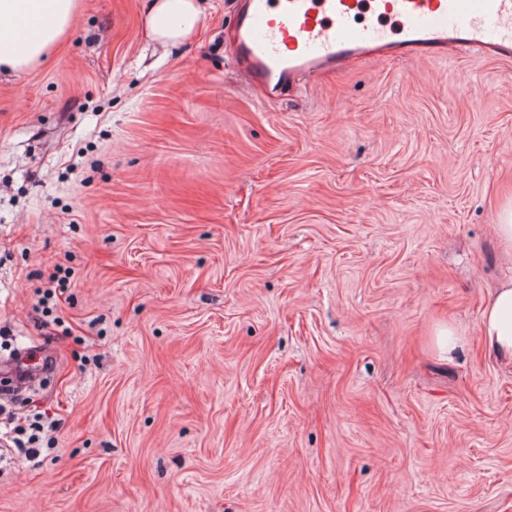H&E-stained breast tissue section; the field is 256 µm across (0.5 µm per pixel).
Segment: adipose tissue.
Returning <instances> with one entry per match:
<instances>
[{
	"instance_id": "1",
	"label": "adipose tissue",
	"mask_w": 512,
	"mask_h": 512,
	"mask_svg": "<svg viewBox=\"0 0 512 512\" xmlns=\"http://www.w3.org/2000/svg\"><path fill=\"white\" fill-rule=\"evenodd\" d=\"M78 0H0V68L22 72L64 40ZM201 16L198 0H147L145 22L157 40L189 38ZM478 336L489 354L512 367V280L487 300Z\"/></svg>"
}]
</instances>
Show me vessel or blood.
<instances>
[{
  "mask_svg": "<svg viewBox=\"0 0 512 512\" xmlns=\"http://www.w3.org/2000/svg\"><path fill=\"white\" fill-rule=\"evenodd\" d=\"M227 47L241 83L279 94L368 60L512 58V0H237Z\"/></svg>",
  "mask_w": 512,
  "mask_h": 512,
  "instance_id": "vessel-or-blood-1",
  "label": "vessel or blood"
}]
</instances>
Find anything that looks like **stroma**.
Listing matches in <instances>:
<instances>
[{
	"label": "stroma",
	"mask_w": 512,
	"mask_h": 512,
	"mask_svg": "<svg viewBox=\"0 0 512 512\" xmlns=\"http://www.w3.org/2000/svg\"><path fill=\"white\" fill-rule=\"evenodd\" d=\"M236 0L150 38L80 0L0 73V512H512V368L477 336L512 278V59L367 62L276 98ZM459 336L452 360L437 326ZM496 232L506 250L512 251V199L499 210ZM56 429L55 424L49 423L45 425L41 421H34L29 424L28 430L21 425L15 426L10 431L1 432V440L8 439L12 435H27V440L24 441L18 437H14L12 443L15 445L14 447L18 448V450L24 454L25 460L29 463H32L33 467H38L43 462V459H40L42 451L44 450H53L55 448L47 447L43 448L42 438L46 432H55Z\"/></svg>",
	"instance_id": "35a3bbf8"
}]
</instances>
